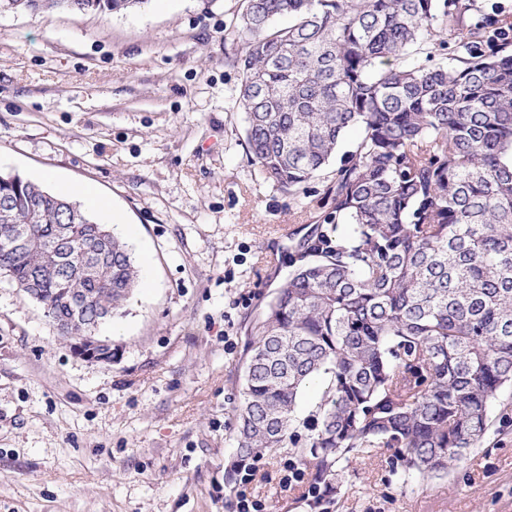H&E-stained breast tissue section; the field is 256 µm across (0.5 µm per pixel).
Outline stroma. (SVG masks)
Masks as SVG:
<instances>
[{
	"instance_id": "1",
	"label": "stroma",
	"mask_w": 512,
	"mask_h": 512,
	"mask_svg": "<svg viewBox=\"0 0 512 512\" xmlns=\"http://www.w3.org/2000/svg\"><path fill=\"white\" fill-rule=\"evenodd\" d=\"M243 0H146L96 13L0 12V172L92 190L139 283L70 347L0 276V512H234L224 469L249 329L322 214L321 181L280 191L252 164L225 40ZM96 202V204H97ZM96 204L88 205L97 214ZM447 475L405 477L367 448L315 504L282 449L251 461L265 512H512V386Z\"/></svg>"
}]
</instances>
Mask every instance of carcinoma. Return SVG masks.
Listing matches in <instances>:
<instances>
[{
    "mask_svg": "<svg viewBox=\"0 0 512 512\" xmlns=\"http://www.w3.org/2000/svg\"><path fill=\"white\" fill-rule=\"evenodd\" d=\"M145 2L0 0V12ZM234 35L250 160L274 186L307 194L340 138L359 136L324 186L326 227L296 246L253 328L226 481L281 448L325 493L366 448L444 476L512 384V22L475 0H245ZM6 200L28 232L0 249V274L38 292L59 328L78 317L87 335L118 313L139 280L126 243L17 173H0ZM65 235L62 277L35 281ZM315 377L311 427L298 407Z\"/></svg>",
    "mask_w": 512,
    "mask_h": 512,
    "instance_id": "carcinoma-1",
    "label": "carcinoma"
}]
</instances>
